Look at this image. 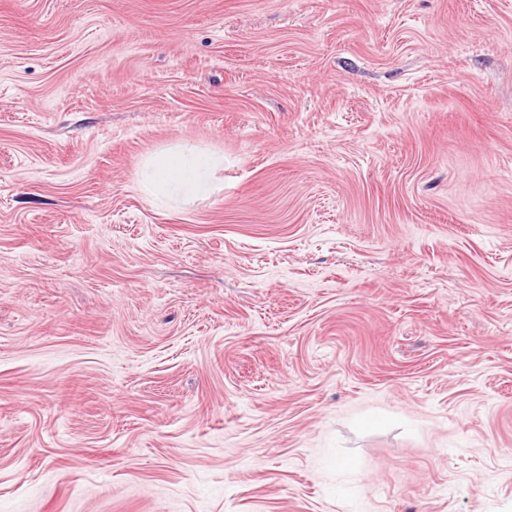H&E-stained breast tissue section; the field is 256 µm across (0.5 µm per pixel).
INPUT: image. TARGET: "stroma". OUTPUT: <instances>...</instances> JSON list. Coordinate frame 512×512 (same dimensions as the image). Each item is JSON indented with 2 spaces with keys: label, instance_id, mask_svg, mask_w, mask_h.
<instances>
[{
  "label": "stroma",
  "instance_id": "35a3bbf8",
  "mask_svg": "<svg viewBox=\"0 0 512 512\" xmlns=\"http://www.w3.org/2000/svg\"><path fill=\"white\" fill-rule=\"evenodd\" d=\"M0 512H512V0H0ZM220 168H224L223 155L185 142L149 157L139 186L146 196L186 202L224 189L211 179L212 172Z\"/></svg>",
  "mask_w": 512,
  "mask_h": 512
}]
</instances>
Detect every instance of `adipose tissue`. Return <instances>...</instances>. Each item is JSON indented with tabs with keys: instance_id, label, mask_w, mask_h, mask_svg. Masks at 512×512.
I'll list each match as a JSON object with an SVG mask.
<instances>
[{
	"instance_id": "1",
	"label": "adipose tissue",
	"mask_w": 512,
	"mask_h": 512,
	"mask_svg": "<svg viewBox=\"0 0 512 512\" xmlns=\"http://www.w3.org/2000/svg\"><path fill=\"white\" fill-rule=\"evenodd\" d=\"M223 166L222 155L199 150L185 142L146 160L140 190L153 198L190 201L219 191L220 186L212 180L211 174Z\"/></svg>"
}]
</instances>
